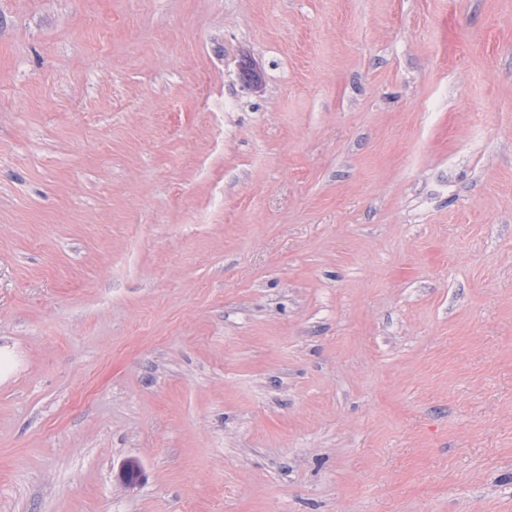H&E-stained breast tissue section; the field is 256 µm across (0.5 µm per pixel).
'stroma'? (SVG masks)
<instances>
[{
	"instance_id": "1",
	"label": "stroma",
	"mask_w": 512,
	"mask_h": 512,
	"mask_svg": "<svg viewBox=\"0 0 512 512\" xmlns=\"http://www.w3.org/2000/svg\"><path fill=\"white\" fill-rule=\"evenodd\" d=\"M0 512H512V0H0Z\"/></svg>"
}]
</instances>
